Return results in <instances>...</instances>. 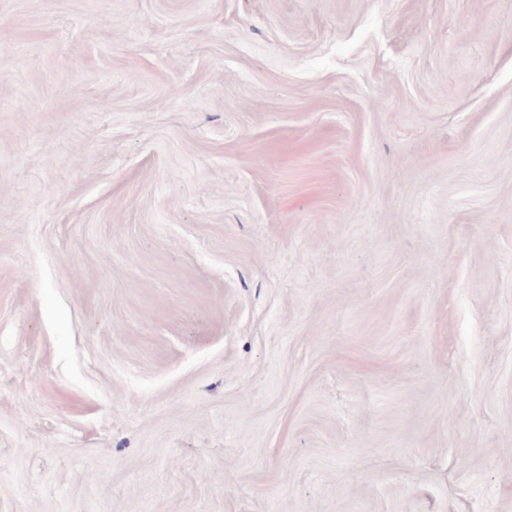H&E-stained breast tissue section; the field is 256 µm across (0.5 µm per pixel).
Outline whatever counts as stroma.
I'll list each match as a JSON object with an SVG mask.
<instances>
[{"mask_svg": "<svg viewBox=\"0 0 512 512\" xmlns=\"http://www.w3.org/2000/svg\"><path fill=\"white\" fill-rule=\"evenodd\" d=\"M0 512H512V0H0Z\"/></svg>", "mask_w": 512, "mask_h": 512, "instance_id": "1", "label": "stroma"}]
</instances>
